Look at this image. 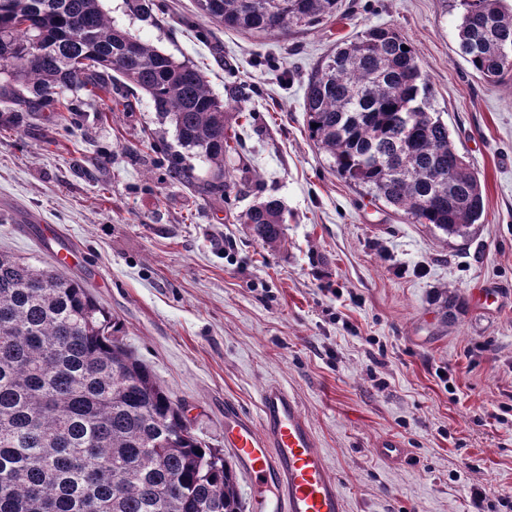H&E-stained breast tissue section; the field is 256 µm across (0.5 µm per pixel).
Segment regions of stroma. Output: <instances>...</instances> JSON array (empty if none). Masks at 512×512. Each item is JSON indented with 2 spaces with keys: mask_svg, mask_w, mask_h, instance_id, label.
I'll use <instances>...</instances> for the list:
<instances>
[{
  "mask_svg": "<svg viewBox=\"0 0 512 512\" xmlns=\"http://www.w3.org/2000/svg\"><path fill=\"white\" fill-rule=\"evenodd\" d=\"M100 0L113 28L197 65L239 146L229 188L145 94L68 92L23 112L0 75V252L54 268L65 243L119 337L224 449V407L258 417L277 382L309 420L346 512H505L512 497V73L492 85L458 52L460 0H341L322 23L228 29L195 0ZM373 27L416 49L431 110L478 174L482 224L446 238L339 176L309 135L304 92ZM192 170L173 177L174 163ZM279 199L278 251L242 215ZM457 305L448 318L444 291ZM447 371L440 380L438 371ZM407 450L384 462L378 444ZM487 503L474 508L471 486Z\"/></svg>",
  "mask_w": 512,
  "mask_h": 512,
  "instance_id": "stroma-1",
  "label": "stroma"
}]
</instances>
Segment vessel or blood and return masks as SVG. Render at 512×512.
Segmentation results:
<instances>
[{
	"label": "vessel or blood",
	"mask_w": 512,
	"mask_h": 512,
	"mask_svg": "<svg viewBox=\"0 0 512 512\" xmlns=\"http://www.w3.org/2000/svg\"><path fill=\"white\" fill-rule=\"evenodd\" d=\"M224 436L251 479L255 512H344V499L297 399L267 384L259 415L224 409Z\"/></svg>",
	"instance_id": "b4317fda"
}]
</instances>
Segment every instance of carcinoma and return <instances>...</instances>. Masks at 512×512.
<instances>
[{"mask_svg": "<svg viewBox=\"0 0 512 512\" xmlns=\"http://www.w3.org/2000/svg\"><path fill=\"white\" fill-rule=\"evenodd\" d=\"M227 28L271 32L315 26L339 0H196ZM462 57L484 80L512 62V10L502 0H463ZM39 38L42 52L27 56ZM135 52L129 53V45ZM394 28L373 27L310 77L304 110L315 144L336 172L449 238H466L485 210L479 178L448 125L429 112L430 91L414 47ZM0 73L30 112L65 91L93 97L123 81L150 97L178 142L213 168L224 193L230 145L224 103L203 73L112 28L99 0H0ZM254 240L281 247L282 204L258 202L242 218ZM119 329L78 282L0 253V512H244L235 470L190 430Z\"/></svg>", "mask_w": 512, "mask_h": 512, "instance_id": "1", "label": "carcinoma"}]
</instances>
